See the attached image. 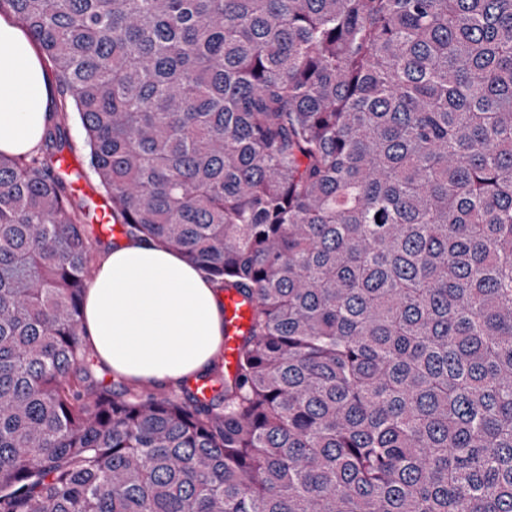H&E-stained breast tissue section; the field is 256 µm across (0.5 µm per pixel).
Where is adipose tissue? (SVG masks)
<instances>
[{"mask_svg":"<svg viewBox=\"0 0 512 512\" xmlns=\"http://www.w3.org/2000/svg\"><path fill=\"white\" fill-rule=\"evenodd\" d=\"M55 97L32 38L0 16V153L37 147ZM223 299L218 284L178 252L144 236L127 239L99 260L82 330L115 373L174 385L204 371L221 350Z\"/></svg>","mask_w":512,"mask_h":512,"instance_id":"obj_1","label":"adipose tissue"}]
</instances>
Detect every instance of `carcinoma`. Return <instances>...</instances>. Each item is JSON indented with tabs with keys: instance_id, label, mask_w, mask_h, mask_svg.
Returning <instances> with one entry per match:
<instances>
[{
	"instance_id": "carcinoma-1",
	"label": "carcinoma",
	"mask_w": 512,
	"mask_h": 512,
	"mask_svg": "<svg viewBox=\"0 0 512 512\" xmlns=\"http://www.w3.org/2000/svg\"><path fill=\"white\" fill-rule=\"evenodd\" d=\"M67 100L0 153V512H512V0H0ZM108 223L253 301L200 399L97 379ZM68 134L72 146V152L66 150L65 153L73 161L74 167L79 165L80 169H85L84 160L86 148L84 144V131L78 122L71 120L68 125ZM66 163L70 167H73L69 160H67Z\"/></svg>"
}]
</instances>
